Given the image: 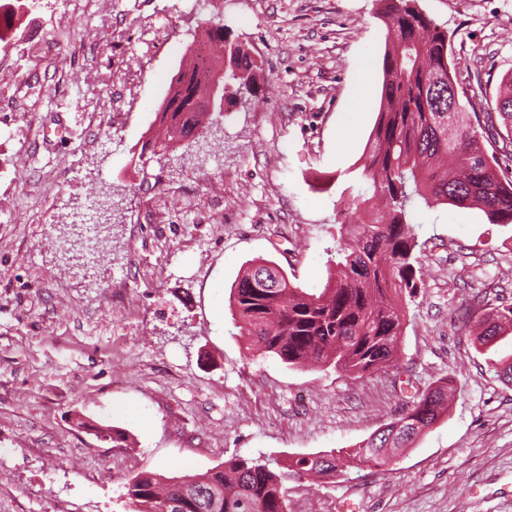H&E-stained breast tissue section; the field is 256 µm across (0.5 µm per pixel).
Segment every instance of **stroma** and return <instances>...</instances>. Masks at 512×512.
Returning a JSON list of instances; mask_svg holds the SVG:
<instances>
[{"label":"stroma","mask_w":512,"mask_h":512,"mask_svg":"<svg viewBox=\"0 0 512 512\" xmlns=\"http://www.w3.org/2000/svg\"><path fill=\"white\" fill-rule=\"evenodd\" d=\"M466 112L512 72V0H417ZM379 0H36L0 46V512H132L142 470L348 450L442 377L447 418L388 465L285 485L288 512H512V384L451 320L512 305V224L414 212L422 275L400 350L353 379L252 355L229 293L248 261L314 290L380 104ZM258 60L262 101L201 145L133 162L207 20ZM62 135H55V128ZM94 230L84 267L63 252ZM126 433L100 439L97 428Z\"/></svg>","instance_id":"stroma-1"}]
</instances>
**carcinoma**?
<instances>
[{
  "label": "carcinoma",
  "instance_id": "carcinoma-1",
  "mask_svg": "<svg viewBox=\"0 0 512 512\" xmlns=\"http://www.w3.org/2000/svg\"><path fill=\"white\" fill-rule=\"evenodd\" d=\"M387 27L382 60L380 107L360 164L347 174L371 190L350 185L348 219L341 221L342 243L331 253L326 282L317 293L295 287L274 263L244 268L230 291L237 328L262 356H275L293 367H333L363 378L392 360L399 349L405 300L414 297L420 280L419 247L410 215L419 204L477 207L492 224H512V179L494 155L460 101L448 111V89L455 87L448 61V39L433 30L416 0H381ZM29 0H0V42L14 34V21ZM208 22V36L224 45L207 71L224 67V88L235 97H256L255 60L220 35ZM199 65L178 70L156 113L164 127L160 140L142 145L153 156L184 146V130L205 128L206 113L171 111L191 96L208 92ZM502 119L505 157L512 160V76L502 83L496 113H485L494 127ZM467 330L478 329L475 342L491 347L512 327V306L487 307L477 298L459 314ZM452 382L440 378L403 405L399 418L343 455L300 454L277 467L260 460L231 458L203 472L165 477L143 470L127 482L132 512H163L176 499L179 512H288L284 482L290 475L334 479L336 461L347 467H378L392 448H408L447 414Z\"/></svg>",
  "mask_w": 512,
  "mask_h": 512
}]
</instances>
